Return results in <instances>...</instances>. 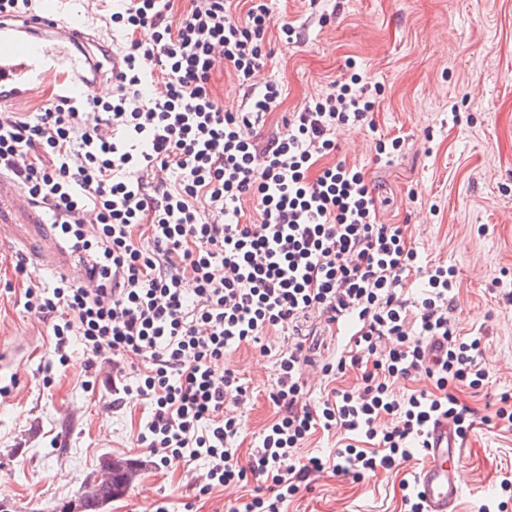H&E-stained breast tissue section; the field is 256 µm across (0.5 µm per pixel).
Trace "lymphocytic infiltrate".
<instances>
[{"mask_svg":"<svg viewBox=\"0 0 512 512\" xmlns=\"http://www.w3.org/2000/svg\"><path fill=\"white\" fill-rule=\"evenodd\" d=\"M250 2L241 22L234 0H190L178 18L169 0H125L111 16L126 39L123 68L112 98L94 101L97 124L61 107L1 112L0 174L44 205L71 251L91 259L93 287L62 275L48 287L30 283L19 299L25 313L51 321L59 364L73 337L86 355L146 362L136 387L123 389L151 406L138 444L167 466L207 459L203 495L254 477V495L228 512H280L324 468L296 454L311 434L339 428L375 443L370 452L338 450L334 471L392 470L426 447L438 417L473 427L472 409L447 387L480 388L487 373L480 337L458 336L452 323L455 270L422 267L402 226L379 222L382 201L362 168L340 161L308 176L335 150V130L369 125L376 102L361 74L333 81L285 119L284 134L255 144L282 90L257 81L271 9ZM149 56L159 72L143 68ZM219 67L243 89L241 111L213 96ZM248 201L257 214L249 222ZM87 211L97 220L92 237ZM413 275L414 298L405 290ZM272 330L288 338L274 354L275 418L243 468L231 444L248 385L224 359ZM333 332L347 346L326 362L323 338ZM349 366L363 367L362 387L302 403L307 368ZM421 374L434 391L395 398L392 380ZM391 415L398 424L385 426Z\"/></svg>","mask_w":512,"mask_h":512,"instance_id":"lymphocytic-infiltrate-1","label":"lymphocytic infiltrate"}]
</instances>
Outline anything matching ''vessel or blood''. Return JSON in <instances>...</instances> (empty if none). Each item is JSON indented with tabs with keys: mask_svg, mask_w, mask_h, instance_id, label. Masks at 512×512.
<instances>
[{
	"mask_svg": "<svg viewBox=\"0 0 512 512\" xmlns=\"http://www.w3.org/2000/svg\"><path fill=\"white\" fill-rule=\"evenodd\" d=\"M83 0H35L15 17L0 14V108L28 99L53 82L52 103L74 106L90 123L92 98L108 75L119 74V52L102 33L92 32ZM37 207L13 181L0 176V240L18 237V225L36 221ZM34 266L54 264L70 273L75 265L60 244L31 252ZM464 443L453 418L430 427L425 460L416 475L424 512H459L466 497L461 460Z\"/></svg>",
	"mask_w": 512,
	"mask_h": 512,
	"instance_id": "obj_1",
	"label": "vessel or blood"
}]
</instances>
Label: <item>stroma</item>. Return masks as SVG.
<instances>
[{
    "mask_svg": "<svg viewBox=\"0 0 512 512\" xmlns=\"http://www.w3.org/2000/svg\"><path fill=\"white\" fill-rule=\"evenodd\" d=\"M272 56L259 81L283 88L267 114L261 136L281 130L330 82L349 76L355 61L366 82L382 92L374 128L337 130L338 148L324 164L365 167L390 200L379 218L403 224L414 248L429 263L451 266L459 286L452 319L464 336L481 338L483 388L458 389L460 402L486 415V402L512 394V301L496 278L512 276V0H268ZM300 26L305 40L282 41L280 26ZM401 138L398 156L375 162L376 138ZM38 224L26 244L0 243V354L13 364L0 369V512H66L88 478L107 459L133 463L136 488L100 512H225L249 498L250 485L215 487L197 495L206 469L200 459L166 467L136 442L150 409L142 402L112 401L110 361L87 360L72 344L66 366L54 365L51 324L23 312L16 301L29 277L52 284L54 267L16 268L29 248L53 240ZM244 344L230 365L252 390L243 430L234 446L247 465L255 439L274 419L267 392L275 359ZM463 474L481 501L503 503L512 474V429L476 423L468 431ZM411 461L391 472L356 479L325 469L284 503L283 512H405L400 483L416 472Z\"/></svg>",
    "mask_w": 512,
    "mask_h": 512,
    "instance_id": "stroma-1",
    "label": "stroma"
}]
</instances>
